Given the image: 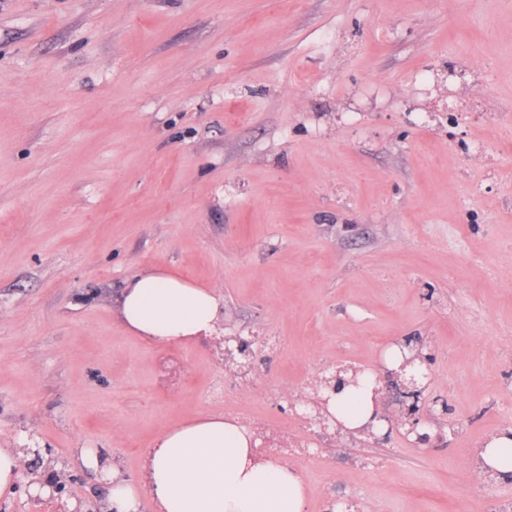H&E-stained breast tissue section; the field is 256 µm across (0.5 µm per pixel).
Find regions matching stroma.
I'll return each instance as SVG.
<instances>
[{
	"label": "stroma",
	"mask_w": 512,
	"mask_h": 512,
	"mask_svg": "<svg viewBox=\"0 0 512 512\" xmlns=\"http://www.w3.org/2000/svg\"><path fill=\"white\" fill-rule=\"evenodd\" d=\"M166 267L215 289L216 334L150 345L115 311ZM273 336L253 382L224 336ZM429 357L427 420L287 457L305 512H460L512 425V0H0V448H47L0 512L102 504L160 432L289 411L271 390Z\"/></svg>",
	"instance_id": "obj_1"
}]
</instances>
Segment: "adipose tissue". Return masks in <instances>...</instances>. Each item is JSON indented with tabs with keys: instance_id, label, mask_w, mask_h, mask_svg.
Returning <instances> with one entry per match:
<instances>
[{
	"instance_id": "ef3b65f1",
	"label": "adipose tissue",
	"mask_w": 512,
	"mask_h": 512,
	"mask_svg": "<svg viewBox=\"0 0 512 512\" xmlns=\"http://www.w3.org/2000/svg\"><path fill=\"white\" fill-rule=\"evenodd\" d=\"M124 328L153 345H178L210 336L220 312L214 290L178 274L150 269L130 278L116 300ZM327 409L346 428L371 420L374 385L361 381L332 395ZM87 466L110 484L109 512H139L149 495L157 512H304L308 488L279 459L256 454L252 438L220 414H204L164 430L135 486L86 448Z\"/></svg>"
}]
</instances>
